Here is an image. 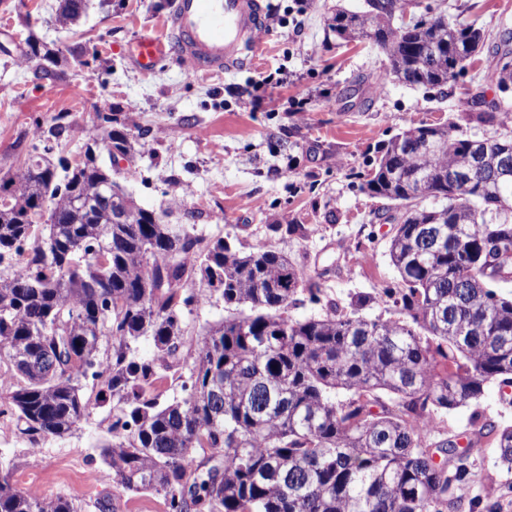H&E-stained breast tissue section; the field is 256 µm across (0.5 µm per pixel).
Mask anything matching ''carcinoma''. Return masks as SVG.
Segmentation results:
<instances>
[{
  "label": "carcinoma",
  "instance_id": "1",
  "mask_svg": "<svg viewBox=\"0 0 512 512\" xmlns=\"http://www.w3.org/2000/svg\"><path fill=\"white\" fill-rule=\"evenodd\" d=\"M85 0H64L55 22L73 25ZM334 31L368 42L388 58L386 78L443 88L484 48L481 29L443 17L404 20L400 0H365L340 10ZM499 91L512 93V68L496 65ZM512 110L480 94L454 121L402 131L378 148L364 188L395 203L379 217L396 224L389 252L399 287L328 303L296 319L297 294L320 301L319 278L301 277L273 248L241 251L204 242L182 224H164L127 193L63 207L52 224L40 209L82 197L111 173L83 155L60 162L49 147L0 177V397L33 447L76 431L92 403L121 404L103 448L112 484L163 496L166 512H448L470 474L471 450L430 443L420 423L441 410L479 402L489 385L512 396V296L494 289L512 273V183L497 190ZM490 130L483 166L468 181L465 128ZM126 154V132H96ZM434 200L427 206L424 201ZM202 275L232 314L193 340L183 396L160 405L158 369L181 365L180 307ZM394 310L369 320L359 311L383 298ZM152 339L155 358L131 343ZM99 380L91 398L81 382ZM348 397L336 400V393ZM392 396L391 403L378 392ZM501 467L512 473V426H490ZM442 454L439 462L431 448ZM194 448L215 464L188 472ZM0 512H81L73 500L32 496L0 475Z\"/></svg>",
  "mask_w": 512,
  "mask_h": 512
}]
</instances>
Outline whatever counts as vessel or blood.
Returning <instances> with one entry per match:
<instances>
[{"label": "vessel or blood", "instance_id": "1", "mask_svg": "<svg viewBox=\"0 0 512 512\" xmlns=\"http://www.w3.org/2000/svg\"><path fill=\"white\" fill-rule=\"evenodd\" d=\"M269 16L267 0H170L167 40L138 35L125 56L144 73L173 55L187 70L221 75L253 63Z\"/></svg>", "mask_w": 512, "mask_h": 512}]
</instances>
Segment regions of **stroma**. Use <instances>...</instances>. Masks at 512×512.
Returning a JSON list of instances; mask_svg holds the SVG:
<instances>
[{
    "instance_id": "1",
    "label": "stroma",
    "mask_w": 512,
    "mask_h": 512,
    "mask_svg": "<svg viewBox=\"0 0 512 512\" xmlns=\"http://www.w3.org/2000/svg\"><path fill=\"white\" fill-rule=\"evenodd\" d=\"M168 2L88 0L63 30L54 23L60 0H0V175L44 146L55 125L70 134L53 153L73 162L85 150L79 129H121L138 145L118 180L139 205L208 241L274 248L303 277H319L321 302L301 296L289 316L396 287L393 227L378 217L383 200L363 188L375 149L405 129L455 119L468 95L499 98L488 49L512 29V0H401L404 15L422 5L481 27L487 49L447 87L392 80L369 99L357 82L384 79V54L343 42L331 27L337 10H360L365 0H311L304 11L298 0H275L256 62L233 74H197L170 59L142 73L125 45L159 33ZM31 40L52 56L43 69L21 60ZM117 408L106 400L72 435L36 448L0 418V472L21 490L76 499L81 512H99L104 500L112 512H166L161 495L86 480L107 469L102 446ZM435 423V440L477 448L451 512L495 501L512 512V474L497 465L495 437L483 430L512 425V404L497 386L477 404L436 413Z\"/></svg>"
}]
</instances>
